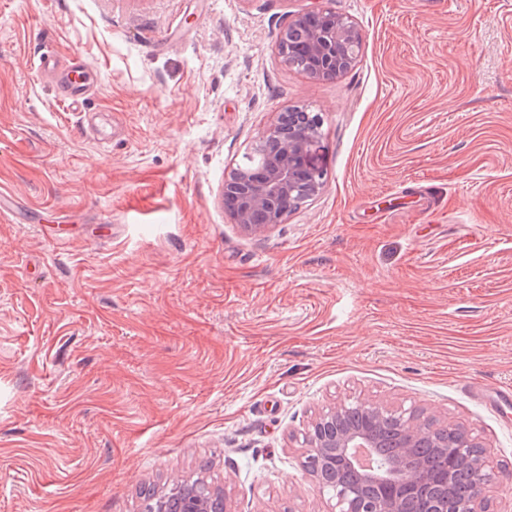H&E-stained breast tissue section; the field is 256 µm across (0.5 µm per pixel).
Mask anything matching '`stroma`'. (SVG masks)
Instances as JSON below:
<instances>
[{
	"label": "stroma",
	"instance_id": "stroma-1",
	"mask_svg": "<svg viewBox=\"0 0 512 512\" xmlns=\"http://www.w3.org/2000/svg\"><path fill=\"white\" fill-rule=\"evenodd\" d=\"M322 7L363 43L317 82L276 42ZM294 106L325 188L254 236L224 178ZM2 190L74 222L0 220V512H138L204 458L235 512H328L304 433L347 395L465 426L512 512V403L469 389L512 388V0H0ZM38 69L52 83L60 100L76 110L92 94L98 84L95 65L83 58L74 57L64 69H59L54 51L43 52L38 59Z\"/></svg>",
	"mask_w": 512,
	"mask_h": 512
}]
</instances>
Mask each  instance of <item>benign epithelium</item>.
I'll return each mask as SVG.
<instances>
[{
	"instance_id": "obj_1",
	"label": "benign epithelium",
	"mask_w": 512,
	"mask_h": 512,
	"mask_svg": "<svg viewBox=\"0 0 512 512\" xmlns=\"http://www.w3.org/2000/svg\"><path fill=\"white\" fill-rule=\"evenodd\" d=\"M303 31L310 54L322 61L319 67L306 71L313 81L334 78L347 70L363 41L360 30L332 9L309 12L289 23L277 38L278 54L285 64H291L289 38ZM321 127L317 114L284 110L259 137L253 152L225 176L223 197L233 199L230 215L244 231L263 234L284 223L295 202L321 194L326 173L310 160ZM353 408L374 418L397 417L402 455L373 461L370 449L379 447V441L346 417ZM429 422L422 409L394 408L370 399H339L309 425L303 470L321 492L331 495V512H410L413 500L421 493L427 497V512H448L450 479L434 480L414 455L423 446L448 447L447 441L429 428ZM457 434L460 447L478 452L462 453L456 461L462 468L482 474L484 487L493 485L496 474L486 459L484 445L461 429ZM220 499L224 500V512H232L224 489L207 496L190 494L189 512H218Z\"/></svg>"
}]
</instances>
